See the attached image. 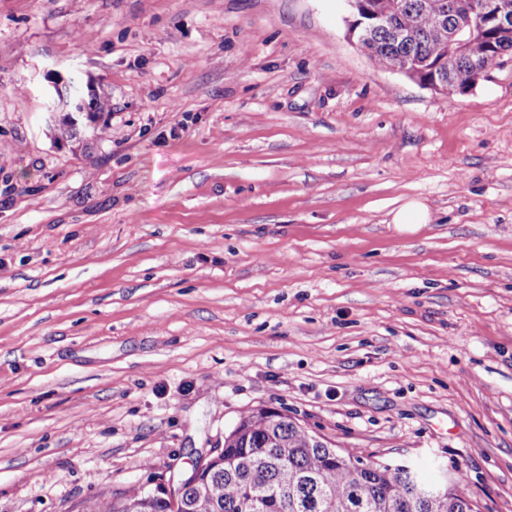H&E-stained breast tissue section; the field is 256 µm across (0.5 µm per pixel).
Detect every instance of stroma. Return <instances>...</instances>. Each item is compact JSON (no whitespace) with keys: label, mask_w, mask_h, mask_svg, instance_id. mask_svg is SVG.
<instances>
[{"label":"stroma","mask_w":512,"mask_h":512,"mask_svg":"<svg viewBox=\"0 0 512 512\" xmlns=\"http://www.w3.org/2000/svg\"><path fill=\"white\" fill-rule=\"evenodd\" d=\"M347 17L0 0V512L155 490L260 408L512 512V60L447 101ZM77 94L108 139H56ZM430 220L427 208L418 201H409L392 217L395 224H426Z\"/></svg>","instance_id":"obj_1"}]
</instances>
